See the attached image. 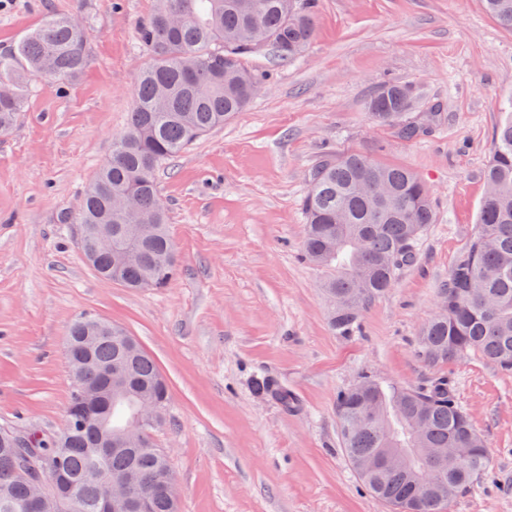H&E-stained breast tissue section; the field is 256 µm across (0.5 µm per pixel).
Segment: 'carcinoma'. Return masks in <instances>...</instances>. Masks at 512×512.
Wrapping results in <instances>:
<instances>
[{"label":"carcinoma","instance_id":"carcinoma-1","mask_svg":"<svg viewBox=\"0 0 512 512\" xmlns=\"http://www.w3.org/2000/svg\"><path fill=\"white\" fill-rule=\"evenodd\" d=\"M487 12L512 30V0H484ZM319 0H154L152 14L137 28L149 62L137 76L126 129L113 140L110 159L82 192L76 210L63 211L59 224H110L113 241L139 225L134 237L139 261L114 265L98 254L99 275L132 290L164 288L177 273L178 259L168 232L166 208L156 182L158 170L254 98L262 75L247 60L273 51L280 60L299 58L314 34ZM84 27L74 18L49 15L8 50L0 51V134L23 112L36 81L68 82L88 66ZM377 121L413 141L436 126L440 106L421 104L418 89L386 81L366 101ZM486 187L477 230L468 250L440 288V311L422 329L418 353L429 363L477 353L505 372L512 371V113L494 135L484 170ZM305 216L303 256L326 271L323 288L330 302V324L348 336L363 309L396 283L414 263L427 226L434 223L430 192L411 170L380 164L356 153L327 155L307 173L301 200ZM67 358L72 392L66 413L68 432L32 439L31 458L50 457L64 477L66 512H99L103 479L131 476L151 501L150 512H180L179 503L156 487L170 464L156 448L154 427L143 444L97 453L102 427L124 429L142 399L167 407L168 384L138 341L129 346L120 326L91 315L70 327ZM120 366L128 396L107 404L100 416L80 409L81 389L99 384L105 371ZM257 392L283 405L291 397L263 377ZM343 449L363 486L400 512H447L457 494L489 467L487 443L458 405L448 381L428 386H383L362 378L336 400ZM0 428V512H28L29 487L16 470L10 436ZM390 448H409L405 468H380L375 460ZM425 448H473L460 465L436 466ZM430 469L432 485L419 495L415 477Z\"/></svg>","mask_w":512,"mask_h":512}]
</instances>
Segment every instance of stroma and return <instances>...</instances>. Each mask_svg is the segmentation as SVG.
<instances>
[{
  "label": "stroma",
  "instance_id": "stroma-1",
  "mask_svg": "<svg viewBox=\"0 0 512 512\" xmlns=\"http://www.w3.org/2000/svg\"><path fill=\"white\" fill-rule=\"evenodd\" d=\"M152 9L0 0V50L51 13L78 17L91 41L83 73L39 81L0 135V427L61 431L68 331L92 313L135 336L168 381L154 439L182 512H389L342 448L336 398L363 375L397 387L447 379L490 457L450 512H512V372L477 354L430 364L416 346L476 230L483 170L512 102V31L483 0H320L303 56H251L268 78L250 105L159 172L179 266L167 287L133 291L98 277L78 225L56 218L76 209L126 126L147 59L136 30ZM388 80L440 104L441 123L413 141L376 124L365 102ZM342 152L413 170L436 203L416 262L348 336L331 329L323 273L302 257L300 206L308 169ZM264 375L289 405L255 393Z\"/></svg>",
  "mask_w": 512,
  "mask_h": 512
}]
</instances>
